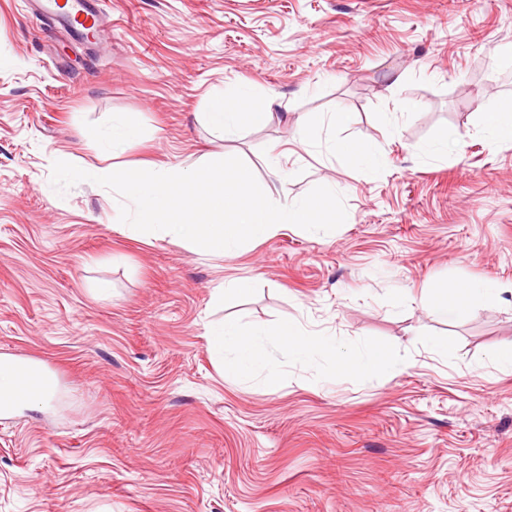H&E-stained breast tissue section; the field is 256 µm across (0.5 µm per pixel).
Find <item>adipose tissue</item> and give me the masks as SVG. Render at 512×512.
Segmentation results:
<instances>
[{"mask_svg": "<svg viewBox=\"0 0 512 512\" xmlns=\"http://www.w3.org/2000/svg\"><path fill=\"white\" fill-rule=\"evenodd\" d=\"M205 119L212 129L227 135L245 125H266L271 115L261 110L238 112L226 108L223 99L218 98L212 102ZM496 295L495 288L483 283L465 288L437 285L425 297L424 303L435 314L448 317L457 314L468 301L490 299ZM206 334L211 348L223 356L225 371L244 380L254 379L274 368V358L268 347V338L272 335L276 336L282 351L297 360L319 356L331 361L338 369L368 375L385 373L396 367L395 359L377 347L368 345L356 353H340L332 338L310 332L302 324L288 320L281 321L271 331L259 323L246 327L240 322L225 320L211 324Z\"/></svg>", "mask_w": 512, "mask_h": 512, "instance_id": "adipose-tissue-1", "label": "adipose tissue"}]
</instances>
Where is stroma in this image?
<instances>
[{"instance_id": "1", "label": "stroma", "mask_w": 512, "mask_h": 512, "mask_svg": "<svg viewBox=\"0 0 512 512\" xmlns=\"http://www.w3.org/2000/svg\"><path fill=\"white\" fill-rule=\"evenodd\" d=\"M103 9L91 41L0 0V360L55 383L0 414V512H512V371L494 363L512 345V144L480 119L512 103V0ZM242 94L270 122L214 132L212 100ZM332 112L349 122L314 123ZM116 114L141 137L112 158L85 133ZM223 156L284 201L332 185L346 221L218 257L132 235L107 188L51 184L58 160L91 173ZM235 278L250 293L215 306ZM478 281L501 300L447 320L421 304ZM221 318H290L409 364L364 375L274 343L271 391L225 376L205 334Z\"/></svg>"}]
</instances>
